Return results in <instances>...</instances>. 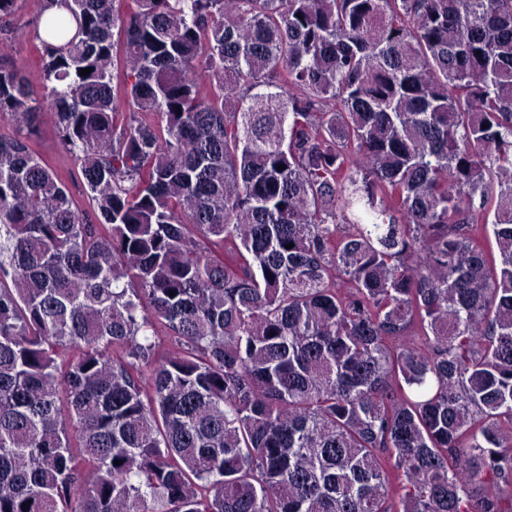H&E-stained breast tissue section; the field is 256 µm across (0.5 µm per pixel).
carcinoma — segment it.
Listing matches in <instances>:
<instances>
[{"label": "carcinoma", "instance_id": "cac0c4a2", "mask_svg": "<svg viewBox=\"0 0 512 512\" xmlns=\"http://www.w3.org/2000/svg\"><path fill=\"white\" fill-rule=\"evenodd\" d=\"M38 2L0 512H512V0ZM29 137L35 151L52 166L67 175L70 192L79 207L90 211L91 205L86 194L83 192L82 184L79 180L75 179L77 166L59 144L55 121L47 115L43 116L42 112L39 113Z\"/></svg>", "mask_w": 512, "mask_h": 512}]
</instances>
